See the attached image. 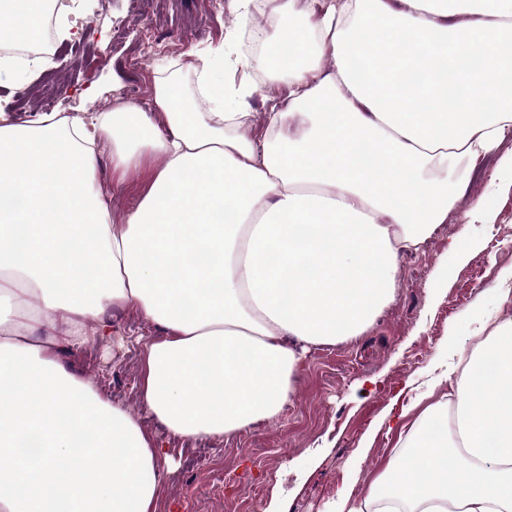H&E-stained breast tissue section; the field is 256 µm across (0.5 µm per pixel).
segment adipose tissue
Wrapping results in <instances>:
<instances>
[{"instance_id":"adipose-tissue-1","label":"adipose tissue","mask_w":512,"mask_h":512,"mask_svg":"<svg viewBox=\"0 0 512 512\" xmlns=\"http://www.w3.org/2000/svg\"><path fill=\"white\" fill-rule=\"evenodd\" d=\"M270 3L285 55L238 58L286 91L260 136L220 54L197 58V103L170 74L152 112L0 115V512H155L160 445L58 359L112 342L108 310L162 328L139 397L171 436L236 435L282 411L308 347L393 302L400 255L460 197L456 164L512 135V0ZM1 11L0 47L43 18L42 0ZM103 141L120 175L164 161L121 224L91 188ZM434 383L447 401L335 512H512V323Z\"/></svg>"}]
</instances>
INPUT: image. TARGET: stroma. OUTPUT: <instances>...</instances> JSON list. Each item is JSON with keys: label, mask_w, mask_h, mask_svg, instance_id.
Masks as SVG:
<instances>
[{"label": "stroma", "mask_w": 512, "mask_h": 512, "mask_svg": "<svg viewBox=\"0 0 512 512\" xmlns=\"http://www.w3.org/2000/svg\"><path fill=\"white\" fill-rule=\"evenodd\" d=\"M87 4L78 34L56 41L45 73L59 92V107L70 115L111 109L115 98L126 96L153 111L154 80L171 67L180 71L184 94L194 96L196 52L221 47L231 60L247 49L243 43L225 46L236 20L213 0H153L140 15L130 0ZM118 29L119 40L113 37ZM149 29L165 49L131 69L127 57ZM91 84L98 95L83 99L81 90ZM511 149L512 136L501 151ZM501 151L481 167L458 169L466 194L419 251L401 257L394 302L361 336L311 348L294 397L266 422L222 440L171 438L137 395L146 346L162 331L134 310L108 313L120 344L60 352L67 369L126 407L166 448L170 471L156 512H325L340 490L365 495L399 445L390 419H418L422 407L413 398L471 353L478 321L490 332L512 321V303L501 296L512 289V173L499 168ZM158 165L147 156L119 178L109 147L101 148L94 187L113 223H123L138 205ZM482 194L489 197L486 220L468 223L469 199ZM458 237L462 248L451 249Z\"/></svg>", "instance_id": "stroma-1"}]
</instances>
